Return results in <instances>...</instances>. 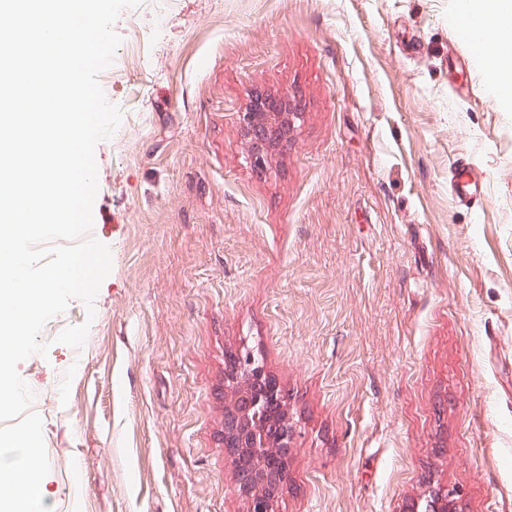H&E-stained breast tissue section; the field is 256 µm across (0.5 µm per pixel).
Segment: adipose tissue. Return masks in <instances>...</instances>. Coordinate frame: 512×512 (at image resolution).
Returning <instances> with one entry per match:
<instances>
[{
  "label": "adipose tissue",
  "instance_id": "1",
  "mask_svg": "<svg viewBox=\"0 0 512 512\" xmlns=\"http://www.w3.org/2000/svg\"><path fill=\"white\" fill-rule=\"evenodd\" d=\"M455 15H467L478 26L479 59L498 103L512 102V0H455Z\"/></svg>",
  "mask_w": 512,
  "mask_h": 512
}]
</instances>
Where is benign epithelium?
I'll return each mask as SVG.
<instances>
[{
  "label": "benign epithelium",
  "mask_w": 512,
  "mask_h": 512,
  "mask_svg": "<svg viewBox=\"0 0 512 512\" xmlns=\"http://www.w3.org/2000/svg\"><path fill=\"white\" fill-rule=\"evenodd\" d=\"M299 116L298 112L287 111L281 99L260 101L245 114L251 142L248 159L254 168L266 167L271 153L289 139L294 119ZM232 357L235 368L225 372L224 377V387L231 393V404L224 412V447L237 461L246 455L255 462V466L245 471L238 470L240 488L250 496L248 512H272L274 489L280 490L288 484L286 460L296 431L286 426L277 438L280 451L268 456L270 444L266 429L259 427V420L267 414L270 402L280 391L279 385L252 350L241 347ZM460 493L453 486L429 491L425 512H453V499Z\"/></svg>",
  "instance_id": "7a95c632"
}]
</instances>
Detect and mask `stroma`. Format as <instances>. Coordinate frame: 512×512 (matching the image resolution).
Segmentation results:
<instances>
[{"label": "stroma", "mask_w": 512, "mask_h": 512, "mask_svg": "<svg viewBox=\"0 0 512 512\" xmlns=\"http://www.w3.org/2000/svg\"><path fill=\"white\" fill-rule=\"evenodd\" d=\"M452 0H139L100 83L93 309L44 325L51 512H248L224 363L248 347L297 430L273 512H512V107ZM301 116L265 169L255 95ZM481 185L460 201L452 184ZM89 323L82 349L57 342ZM461 490L458 487H441L429 491V499L427 500L426 508L424 511L427 512H452L455 507H452L454 500L457 499L461 494Z\"/></svg>", "instance_id": "1"}]
</instances>
